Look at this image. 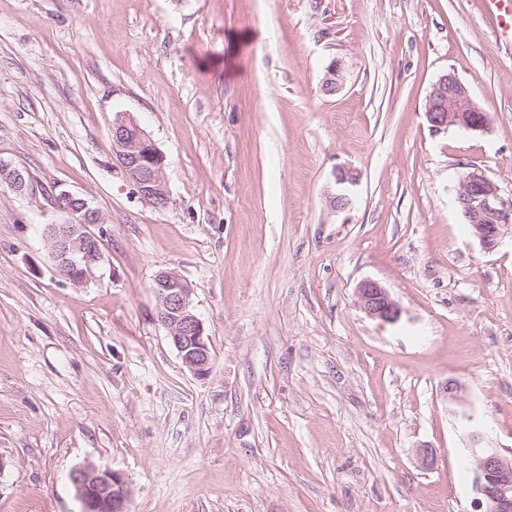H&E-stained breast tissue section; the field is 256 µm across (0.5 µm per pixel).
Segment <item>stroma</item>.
Returning <instances> with one entry per match:
<instances>
[{
  "label": "stroma",
  "instance_id": "stroma-1",
  "mask_svg": "<svg viewBox=\"0 0 512 512\" xmlns=\"http://www.w3.org/2000/svg\"><path fill=\"white\" fill-rule=\"evenodd\" d=\"M449 71L488 131L431 132ZM122 113L166 207L112 157ZM1 161L28 188L0 184V512H80L84 463L129 512H483L460 412L512 457V225L485 250L457 206L471 165L512 200V51L483 0H0ZM62 191L102 218L81 285L47 236ZM162 271L193 290L206 378L157 318ZM345 71L343 60L333 59L323 73L321 91L327 95L339 92L344 85ZM112 152L140 198L153 207H165V158L134 119L120 116L112 123ZM358 174L349 168L339 167L334 172L336 192L329 193L328 204L333 210H344L351 204V187L357 184ZM356 292L361 308L369 317L390 324L399 321L401 309L382 284L366 279L358 284ZM69 480L81 503L80 512H128L129 489L121 472L79 465L70 471Z\"/></svg>",
  "mask_w": 512,
  "mask_h": 512
}]
</instances>
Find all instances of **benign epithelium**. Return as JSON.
Returning <instances> with one entry per match:
<instances>
[{"mask_svg": "<svg viewBox=\"0 0 512 512\" xmlns=\"http://www.w3.org/2000/svg\"><path fill=\"white\" fill-rule=\"evenodd\" d=\"M345 81L343 60L334 59L325 68L321 91L327 95L339 92ZM425 117L436 133L450 128L484 132L489 121L474 102L469 89L452 72H446L431 85L426 96ZM112 152L126 178L140 198L153 207L167 205L165 158L147 133L134 119L118 117L112 123ZM0 176L16 192L26 188L23 171L8 163L0 165ZM358 174L339 167L334 172L336 192L328 195L334 210L351 204V187ZM72 194L63 192L55 199L57 208L67 216L61 224L50 227L49 239L57 270L67 274L72 268L83 269L88 277L103 260V237L91 230L101 223L99 212L88 201L73 210L61 205ZM459 212L471 227L482 247L493 248L503 227L512 223V202L503 198L499 187L478 167H468L459 182ZM94 245V256L79 248L82 242ZM153 292L157 300V317L169 332V341L183 364L198 379L208 376L212 365L209 339L203 322L192 307V288L175 272L155 276ZM359 304L371 318L396 323L401 317L399 305L387 288L375 280L361 281L357 288ZM469 462L476 471V485L486 505L485 512H512V458L488 448L470 449ZM69 480L81 503V512H128L129 489L122 473L86 464L74 467Z\"/></svg>", "mask_w": 512, "mask_h": 512, "instance_id": "obj_1", "label": "benign epithelium"}]
</instances>
